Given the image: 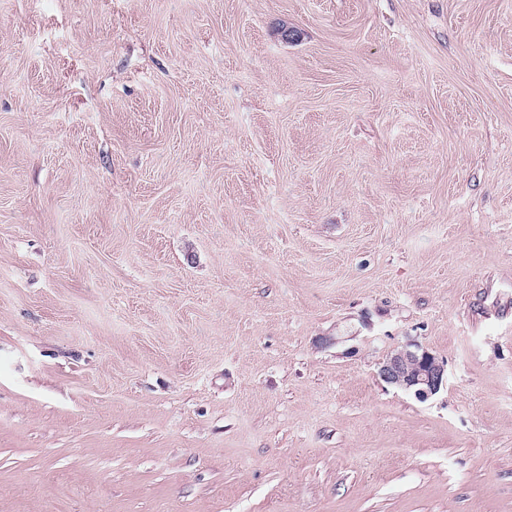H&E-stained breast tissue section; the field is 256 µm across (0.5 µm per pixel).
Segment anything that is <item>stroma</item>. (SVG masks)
Instances as JSON below:
<instances>
[{"label": "stroma", "mask_w": 512, "mask_h": 512, "mask_svg": "<svg viewBox=\"0 0 512 512\" xmlns=\"http://www.w3.org/2000/svg\"><path fill=\"white\" fill-rule=\"evenodd\" d=\"M0 512H512V0H0ZM379 377L387 384L426 400L437 394L446 381L443 361L427 350L404 345L379 363Z\"/></svg>", "instance_id": "stroma-1"}]
</instances>
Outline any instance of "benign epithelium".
I'll use <instances>...</instances> for the list:
<instances>
[{
    "instance_id": "1",
    "label": "benign epithelium",
    "mask_w": 512,
    "mask_h": 512,
    "mask_svg": "<svg viewBox=\"0 0 512 512\" xmlns=\"http://www.w3.org/2000/svg\"><path fill=\"white\" fill-rule=\"evenodd\" d=\"M379 377L387 384L426 400L437 394L446 381L444 362L427 350L404 345L380 362Z\"/></svg>"
}]
</instances>
